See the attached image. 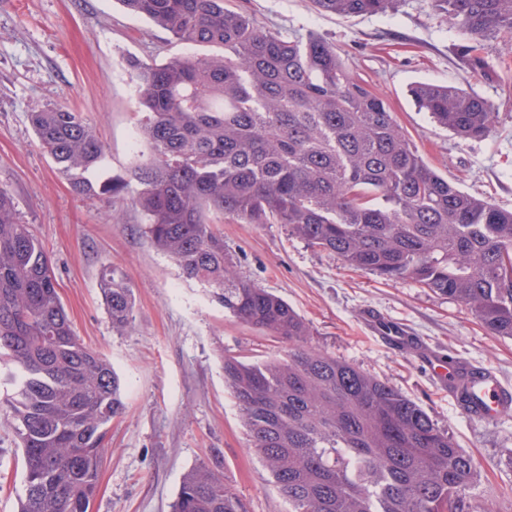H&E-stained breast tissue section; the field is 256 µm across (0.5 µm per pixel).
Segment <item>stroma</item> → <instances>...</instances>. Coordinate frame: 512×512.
<instances>
[{
  "instance_id": "obj_1",
  "label": "stroma",
  "mask_w": 512,
  "mask_h": 512,
  "mask_svg": "<svg viewBox=\"0 0 512 512\" xmlns=\"http://www.w3.org/2000/svg\"><path fill=\"white\" fill-rule=\"evenodd\" d=\"M287 39L313 31L336 48L352 76L381 95L421 158L462 190L512 209V50L488 53L491 77L460 61L461 38L426 0H399L387 14L340 16L309 0H227ZM191 48L120 0H0V188L48 252L74 333L116 370L124 413L109 427L108 452L90 512H171L182 479L200 464L223 471L248 512H288L224 383V360L257 362L288 346L239 323L208 288L185 279L144 233L130 201L86 198L40 147L30 112L64 105L90 123L105 149L97 180L129 178L139 159L140 119L127 64L163 61ZM450 85L487 100L491 134L464 140L415 107L413 83ZM123 215L112 221L113 211ZM238 272L287 301L319 349L381 379L420 404L478 465L474 493L512 512V420L470 423L417 358L387 348L362 324L374 307L433 347L494 369L512 385V339L491 335L461 303L410 279L386 281L310 247L282 224L215 222ZM117 269L132 290L134 322L113 330L102 276ZM21 456L0 413V512H18Z\"/></svg>"
}]
</instances>
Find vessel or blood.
I'll list each match as a JSON object with an SVG mask.
<instances>
[{"label": "vessel or blood", "mask_w": 512, "mask_h": 512, "mask_svg": "<svg viewBox=\"0 0 512 512\" xmlns=\"http://www.w3.org/2000/svg\"><path fill=\"white\" fill-rule=\"evenodd\" d=\"M362 320L384 344L420 360L469 420L490 425L512 416V386L492 369L427 345L409 327L374 309H366Z\"/></svg>", "instance_id": "obj_1"}]
</instances>
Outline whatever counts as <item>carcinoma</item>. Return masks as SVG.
Wrapping results in <instances>:
<instances>
[{"label":"carcinoma","instance_id":"cac0c4a2","mask_svg":"<svg viewBox=\"0 0 512 512\" xmlns=\"http://www.w3.org/2000/svg\"><path fill=\"white\" fill-rule=\"evenodd\" d=\"M212 54L131 59L133 107L148 150L131 179L88 177L103 146L81 113L33 112L44 151L80 194L132 200L145 234L185 278L211 288L239 322L288 343L284 357L224 359V381L289 512H491L471 490L477 465L425 409L388 382L311 345L287 302L235 269L211 215L284 224L309 246L386 280L411 279L512 338V210L471 195L419 156L386 100L317 36L286 40L224 0H120ZM398 0H311L324 12L385 14ZM462 35L461 60L487 71L490 42L512 48V0H429ZM415 106L464 139L493 128L489 103L431 83ZM112 329L133 321L131 289L105 275ZM0 354L19 439L18 512H87L124 410L112 365L75 336L50 256L0 188ZM172 512H247L224 473L201 464Z\"/></svg>","mask_w":512,"mask_h":512}]
</instances>
